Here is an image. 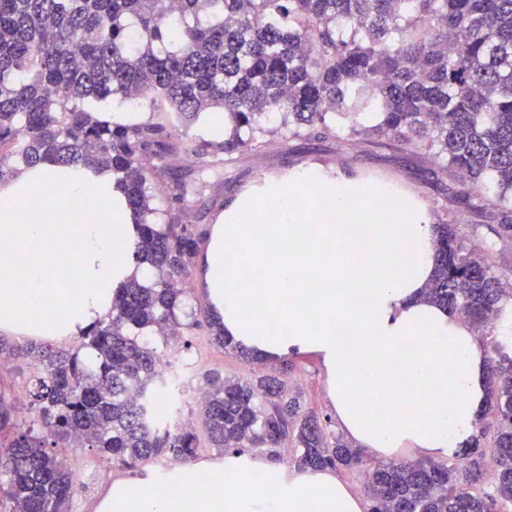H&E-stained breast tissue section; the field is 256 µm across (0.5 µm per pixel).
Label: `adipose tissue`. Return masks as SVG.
Wrapping results in <instances>:
<instances>
[{
	"mask_svg": "<svg viewBox=\"0 0 512 512\" xmlns=\"http://www.w3.org/2000/svg\"><path fill=\"white\" fill-rule=\"evenodd\" d=\"M137 243L109 173L43 161L0 181V333L82 336L134 274ZM433 256V228L411 196L311 164L218 214L200 268L227 339L264 361L320 362L354 447L437 462L475 431L487 355L469 323L425 299ZM154 480L113 478L97 512H365L334 470L247 453L174 466L163 492Z\"/></svg>",
	"mask_w": 512,
	"mask_h": 512,
	"instance_id": "1",
	"label": "adipose tissue"
}]
</instances>
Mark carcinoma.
<instances>
[{"label":"carcinoma","mask_w":512,"mask_h":512,"mask_svg":"<svg viewBox=\"0 0 512 512\" xmlns=\"http://www.w3.org/2000/svg\"><path fill=\"white\" fill-rule=\"evenodd\" d=\"M150 98L156 122L117 124L92 104ZM224 111V140L190 136ZM377 119L367 132L420 146L512 211V0H0V178L12 162L51 160L108 169L140 226L138 260L151 277L116 289L112 313L71 349L48 341L13 347L0 363L30 368V415L0 391V496L10 512H71L80 489L59 449L93 448L135 467L187 464L200 436L172 428L174 382L157 358L203 327L182 310L201 239L184 223L186 183L166 174L172 205L156 219L154 172L143 165L181 151L200 158L287 131L332 133L336 120ZM435 275L426 297L491 336L489 398L481 426L452 460L362 469L329 421L288 385L292 367L250 379L201 375L211 447L291 444L290 464L358 475L369 512H503L512 504V283L465 244L457 224L434 225ZM213 342L232 346L223 331ZM488 482L491 491H473Z\"/></svg>","instance_id":"cac0c4a2"}]
</instances>
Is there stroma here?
Masks as SVG:
<instances>
[{
    "label": "stroma",
    "mask_w": 512,
    "mask_h": 512,
    "mask_svg": "<svg viewBox=\"0 0 512 512\" xmlns=\"http://www.w3.org/2000/svg\"><path fill=\"white\" fill-rule=\"evenodd\" d=\"M313 162L362 180L395 184L415 197L430 223L447 220L462 225L469 244L488 248L495 268L512 277V243L499 240L490 231L491 226L502 223V210L466 202L458 176L424 149L389 146L364 134H352L345 127L327 135L314 132L302 137L270 136L260 147L243 148L208 176L205 187L192 199L188 221L198 231L208 232L217 215L241 193L257 188L259 180H282L297 167ZM189 340L186 356L195 363L188 372L190 378L210 369L228 376L251 375L250 366L213 345L206 331H193ZM293 363L295 381L307 407L322 417H330L318 361L297 355ZM66 454L78 480L86 484L85 490L75 496L72 512H94L111 487L113 476L131 474L130 469L102 459L88 448H70Z\"/></svg>",
    "instance_id": "stroma-1"
}]
</instances>
